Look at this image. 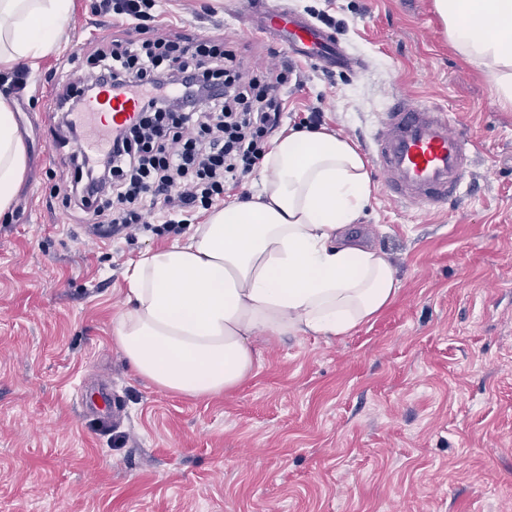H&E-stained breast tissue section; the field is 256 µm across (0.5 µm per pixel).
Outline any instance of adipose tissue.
I'll use <instances>...</instances> for the list:
<instances>
[{"label":"adipose tissue","mask_w":512,"mask_h":512,"mask_svg":"<svg viewBox=\"0 0 512 512\" xmlns=\"http://www.w3.org/2000/svg\"><path fill=\"white\" fill-rule=\"evenodd\" d=\"M74 0H0V79L60 44ZM449 44L512 108V0H433ZM26 153L0 95V217L16 203ZM376 192L358 148L325 127L272 140L253 195L214 208L185 239L128 268L112 339L134 373L203 399L241 384L260 362L253 338L333 339L376 316L401 284L388 257L354 240Z\"/></svg>","instance_id":"1"}]
</instances>
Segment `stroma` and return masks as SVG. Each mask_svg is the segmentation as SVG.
<instances>
[{
    "mask_svg": "<svg viewBox=\"0 0 512 512\" xmlns=\"http://www.w3.org/2000/svg\"><path fill=\"white\" fill-rule=\"evenodd\" d=\"M329 16L361 72L297 68L281 87L293 121L364 146L394 88L446 108L480 145L476 185L428 212L376 191L362 221L401 282L397 298L346 335L259 337L256 374L192 399L139 380L112 340L125 273L148 248L92 231L54 187L52 96L90 42L122 35L75 0L56 51L28 72L16 119L27 167L0 221V512H512V110L449 45L432 0H277ZM245 0H159L184 39L223 40L243 65L283 53L235 21ZM111 385L106 424L80 395Z\"/></svg>",
    "mask_w": 512,
    "mask_h": 512,
    "instance_id": "stroma-1",
    "label": "stroma"
}]
</instances>
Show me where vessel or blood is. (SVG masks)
Listing matches in <instances>:
<instances>
[{
    "label": "vessel or blood",
    "mask_w": 512,
    "mask_h": 512,
    "mask_svg": "<svg viewBox=\"0 0 512 512\" xmlns=\"http://www.w3.org/2000/svg\"><path fill=\"white\" fill-rule=\"evenodd\" d=\"M252 35L278 41L289 58L333 70H361L365 60L335 35L298 12L274 7L271 0H252L245 23ZM137 103L123 86L104 85L86 104L89 117L80 154L93 151L107 123L132 120ZM384 193L392 200L435 211L459 201L473 173L478 146L465 130L454 127L445 108L418 102L397 89L380 112L367 147Z\"/></svg>",
    "instance_id": "obj_1"
}]
</instances>
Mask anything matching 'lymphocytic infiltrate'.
Segmentation results:
<instances>
[{
    "instance_id": "lymphocytic-infiltrate-1",
    "label": "lymphocytic infiltrate",
    "mask_w": 512,
    "mask_h": 512,
    "mask_svg": "<svg viewBox=\"0 0 512 512\" xmlns=\"http://www.w3.org/2000/svg\"><path fill=\"white\" fill-rule=\"evenodd\" d=\"M156 0H124L103 14L121 17L124 36L90 47V66L73 71L56 95V143L83 135L77 114L107 82L139 90L131 122L111 130L95 160L71 156L72 172L54 188L66 207L93 213L112 234L177 230L186 210L211 208L227 184L241 183L264 159L282 127L278 94L295 67L244 68L232 50L208 38L172 39L164 28L142 37L143 9Z\"/></svg>"
}]
</instances>
